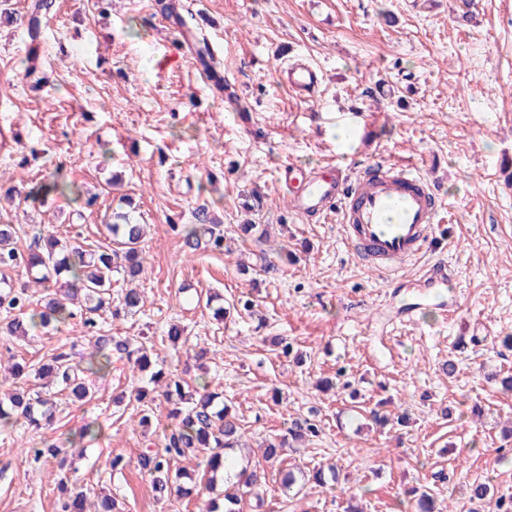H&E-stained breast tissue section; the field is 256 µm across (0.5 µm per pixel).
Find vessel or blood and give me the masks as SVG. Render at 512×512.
I'll return each mask as SVG.
<instances>
[{
    "instance_id": "b4317fda",
    "label": "vessel or blood",
    "mask_w": 512,
    "mask_h": 512,
    "mask_svg": "<svg viewBox=\"0 0 512 512\" xmlns=\"http://www.w3.org/2000/svg\"><path fill=\"white\" fill-rule=\"evenodd\" d=\"M278 78L296 97L312 99L322 81L319 69L297 62L277 69ZM278 181L292 211L303 217H341L345 238L367 263L396 274V262L415 259L429 245L443 200L412 167L376 163L357 178H339L321 170L282 166ZM453 275L446 263L426 266L414 286L420 298L429 288L447 286Z\"/></svg>"
}]
</instances>
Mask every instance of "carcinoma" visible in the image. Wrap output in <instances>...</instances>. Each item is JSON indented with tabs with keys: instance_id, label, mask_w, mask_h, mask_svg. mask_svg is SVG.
Here are the masks:
<instances>
[{
	"instance_id": "1",
	"label": "carcinoma",
	"mask_w": 512,
	"mask_h": 512,
	"mask_svg": "<svg viewBox=\"0 0 512 512\" xmlns=\"http://www.w3.org/2000/svg\"><path fill=\"white\" fill-rule=\"evenodd\" d=\"M50 197L71 198L80 208L93 210L98 205V195L84 192L63 169L58 168L49 176L35 183L26 198L43 203ZM112 235V249L106 251L86 250L72 245L55 232H47L34 238V246L23 252L16 247V231L11 224H0V271L25 268L34 276V283L45 290L42 302L32 306L28 287L18 290L10 286L0 292V310L9 313L18 310L21 317L0 322V332L17 339H26L31 333L51 325L64 324L85 312L89 317L85 323L94 325L92 314L112 307V276L122 274L128 281L135 280L143 265L141 243L145 237V225L134 224L129 215L113 213V221L106 224ZM171 230L181 240L186 254L199 251L224 252V229L222 224L205 211L196 215L194 224H173ZM144 303V295L134 289L122 291L119 305L112 315L135 313ZM94 351L83 363L73 364L65 354L52 356L49 362L27 370V365L18 364L11 374L16 381L34 373V378H50L68 396L86 401L90 399V387L86 377L109 368L112 350L123 351L132 358L133 368L149 374L148 383L155 386L164 383L162 397L168 407V416L176 421V427L166 437L160 453L146 454L140 464L151 478L155 491L174 492L189 496L193 488L180 483L190 478L184 469L175 464L191 455L205 451V472L208 480L216 481L224 469L229 452L240 447L243 424L232 406L224 401V394L206 382L193 388L175 374L156 368L147 343L129 349L125 339L113 336H98L93 342ZM54 396L40 391L30 393L15 388L8 398H0V425L7 426L18 419L40 428L50 425V407ZM319 434L318 424L309 418H299L288 428L293 440L315 438ZM285 440L268 441L261 448L264 462L273 464L278 460ZM265 474L258 470L241 469L234 478L224 479V491L209 500L208 512H241V503L250 496H259ZM303 485L295 473L289 471L280 479V491L286 498L298 495ZM469 499L479 504L483 512H512V496H495L490 485H470Z\"/></svg>"
}]
</instances>
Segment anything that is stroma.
<instances>
[{
    "label": "stroma",
    "instance_id": "stroma-1",
    "mask_svg": "<svg viewBox=\"0 0 512 512\" xmlns=\"http://www.w3.org/2000/svg\"><path fill=\"white\" fill-rule=\"evenodd\" d=\"M179 0L216 50L240 108L215 95L182 52V36L156 0H55L31 40V0H0L14 20L0 23V224L15 225L18 247L54 230L84 249L111 248L104 215L123 198L147 225L145 294L139 312L101 313L95 328L74 318L21 341L0 335V374L13 362L44 363L59 352L85 359L91 336L152 339L164 371L223 391L250 444L315 419L320 434L285 449L279 470L337 465L339 480L306 483L295 498L270 471L243 512H344L351 493L364 512H412L406 498L427 485L441 512H468L469 486L512 495V0ZM45 80L31 88L24 60ZM321 69L313 100L301 101L275 71L293 60ZM415 167L441 192L446 237L403 268L414 278L434 260L455 275L454 313L426 307L402 321L411 290L366 265L346 244L338 216L319 223L292 213L277 180L288 163L356 174L374 161ZM102 205L77 212L57 198L6 200L57 167ZM260 194L262 208L244 204ZM221 220L227 253L184 254L175 224L199 210ZM272 227L269 242L242 241L238 224ZM265 254L276 272L240 275L238 261ZM252 300L255 315L217 321L206 304ZM184 327L178 345L170 325ZM293 344L289 357L271 341ZM207 349L196 360L199 349ZM454 360L456 371L442 365ZM345 374L356 393L322 391ZM147 379L113 353L90 376L92 400L54 398L53 428H0V512H60V480L88 503L107 493L119 512H205L212 492L157 497L138 459L161 450L172 428L156 399L154 423L138 425L136 398ZM403 424L382 427L376 401ZM97 422L96 440L63 445L60 459L33 449ZM120 455L123 470L109 461Z\"/></svg>",
    "mask_w": 512,
    "mask_h": 512
}]
</instances>
